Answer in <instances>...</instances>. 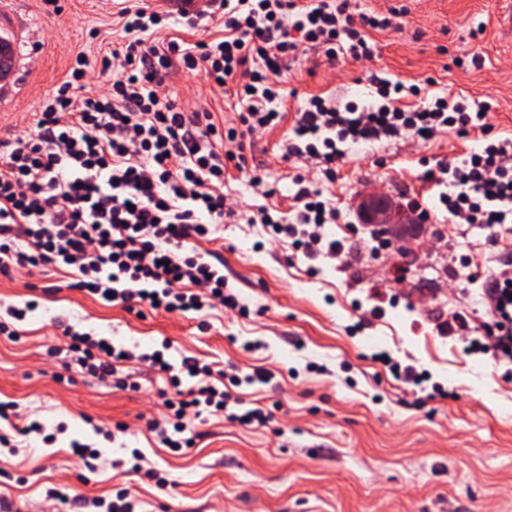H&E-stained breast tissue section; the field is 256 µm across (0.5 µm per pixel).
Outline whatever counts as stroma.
<instances>
[{
	"label": "stroma",
	"mask_w": 512,
	"mask_h": 512,
	"mask_svg": "<svg viewBox=\"0 0 512 512\" xmlns=\"http://www.w3.org/2000/svg\"><path fill=\"white\" fill-rule=\"evenodd\" d=\"M166 11L169 27L154 45L178 37L193 44L223 34L224 20L205 29L184 26L180 0H145ZM126 0H0V36L14 50L11 73L0 81V141L27 133L34 113L70 74L77 58L100 68L125 37ZM360 12H402L401 27L373 35L372 60L339 55L331 61L309 49L276 77L284 95L273 110L288 120L310 96L336 107L376 103L375 82L417 85L428 96L464 97L490 106L497 136H512V27L501 0H358ZM169 95L186 112H210L217 129L235 118L231 93L181 67L166 79ZM246 142L244 169L227 165L224 195L236 220L218 225L200 242L206 260L222 265L240 310L205 315L130 311L106 306L70 289V268L29 275L0 273V315L24 308L18 339L0 335V400L18 405L17 452H0V497L51 512L46 490L111 500L128 489L143 512H512V367L473 352L468 342L443 337L441 324L464 317L480 323L485 303H473L490 272L512 261V232L490 238L474 224H453L440 203L447 185L425 180L427 168L478 149L480 130L447 128L422 140L403 137L346 153L335 171L307 156H283L290 125ZM263 176L255 186L252 173ZM335 206L324 229L341 241V259H318L317 271L291 240L271 236L263 211H294L295 175ZM382 194L418 204L425 219L396 246L374 248L372 229L361 224L357 199ZM465 265L471 289L451 271ZM382 316H372L373 306ZM207 329H199V320ZM94 334L136 353L164 349L172 363L192 356L219 370L264 371L266 383L233 389L241 409H272L267 426H243L223 413L197 424L194 447L172 452L149 424L166 423L158 392L166 381L146 364L122 366L139 381L135 390L104 385L80 367L63 368L48 354L63 348V326ZM393 361L428 371L415 387L396 377ZM43 424L54 441L15 435V427ZM127 431L115 440L102 431ZM97 450L95 470L81 468L72 442ZM156 469L167 487L131 472L133 453Z\"/></svg>",
	"instance_id": "obj_1"
}]
</instances>
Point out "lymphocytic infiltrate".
Returning a JSON list of instances; mask_svg holds the SVG:
<instances>
[{"label":"lymphocytic infiltrate","mask_w":512,"mask_h":512,"mask_svg":"<svg viewBox=\"0 0 512 512\" xmlns=\"http://www.w3.org/2000/svg\"><path fill=\"white\" fill-rule=\"evenodd\" d=\"M224 12V35L196 49L169 41L160 49L146 42L167 15L145 6L124 9L131 39L112 50L118 71L106 89L87 82L84 59H77L33 118L32 132L0 143V272L74 267L72 289L127 308L147 304L167 313L238 308L227 293L224 274L205 261L197 241L213 225L232 216L224 204V163L244 167V154L220 153L209 138L216 127L207 112H184L164 92L173 62L226 86L236 81L238 125L225 139L278 125L282 115L268 104L278 96L273 77L301 44L322 49L328 59L340 50L370 58L377 46L371 28H388L391 18L353 20L350 0H213ZM82 96H74V89ZM401 86L380 82V104L337 110L320 96L298 113L287 150L335 167L341 144L389 141L404 134L421 138L444 128L488 131L485 111L472 112L462 101L437 98L427 105H401ZM431 181L447 179L442 203L450 215L489 230L512 218V138L487 142L448 165L430 169ZM299 207L294 220L264 214L274 236L291 239L311 261L336 256L342 248L321 229L335 223V207L320 200L304 178H297ZM492 304L483 332L495 359L512 363V273L490 281ZM68 358L101 382L124 385L120 365L132 357L87 333L69 332ZM142 362L169 374L177 391L167 398L169 428L158 429L169 448L194 442L189 426L203 413L223 412L242 425H264L268 410H231L233 398L212 384L209 365L193 357L171 364L162 352L141 354ZM195 384L181 390L182 377Z\"/></svg>","instance_id":"obj_1"}]
</instances>
